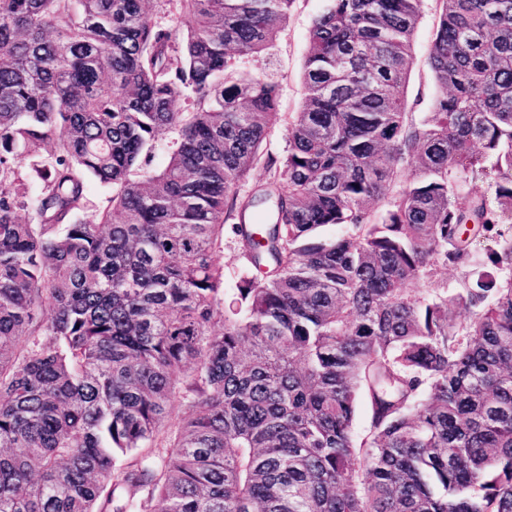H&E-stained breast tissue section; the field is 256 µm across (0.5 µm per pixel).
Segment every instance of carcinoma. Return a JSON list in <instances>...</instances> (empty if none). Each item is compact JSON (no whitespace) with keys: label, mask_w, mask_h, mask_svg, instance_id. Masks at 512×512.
I'll return each mask as SVG.
<instances>
[{"label":"carcinoma","mask_w":512,"mask_h":512,"mask_svg":"<svg viewBox=\"0 0 512 512\" xmlns=\"http://www.w3.org/2000/svg\"><path fill=\"white\" fill-rule=\"evenodd\" d=\"M156 2L0 0V512H512V0ZM327 5L326 0H296L288 23L270 55L241 58L239 68L254 74L273 76L282 87V111L295 112L302 102L301 69L313 18ZM435 0H427L423 18L415 32V57L408 86V98L410 101L422 92L425 103L431 92L430 70L427 65V49L432 38L435 19ZM108 196L109 189L98 181L91 179L87 186V202L82 218L86 221L93 220L97 210L106 204ZM218 260L224 263L226 288H233L235 273L242 261L239 257L234 237L230 233L225 235L224 254H220Z\"/></svg>","instance_id":"cac0c4a2"}]
</instances>
